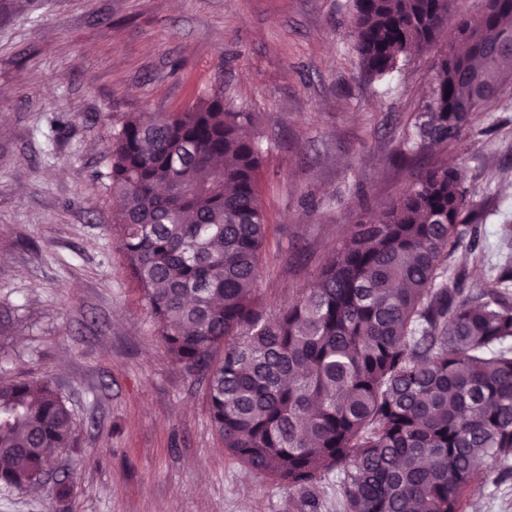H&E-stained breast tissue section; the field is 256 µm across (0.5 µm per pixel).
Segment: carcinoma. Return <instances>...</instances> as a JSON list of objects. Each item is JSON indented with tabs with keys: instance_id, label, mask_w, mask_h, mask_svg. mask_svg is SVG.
<instances>
[{
	"instance_id": "1",
	"label": "carcinoma",
	"mask_w": 512,
	"mask_h": 512,
	"mask_svg": "<svg viewBox=\"0 0 512 512\" xmlns=\"http://www.w3.org/2000/svg\"><path fill=\"white\" fill-rule=\"evenodd\" d=\"M354 0L355 47L382 79L445 51L403 155L455 142L512 84V0ZM248 112L218 88L184 112L142 113L112 134V245L143 291L165 350L205 386L224 448L320 512L339 474L344 512H464L476 478L512 457V226L481 288L450 262L482 228L458 168L430 162L384 217L356 224L302 295L259 297L268 224ZM76 424L47 377L0 383V486L40 485L75 452ZM321 512H344L336 498V474H330L319 487Z\"/></svg>"
}]
</instances>
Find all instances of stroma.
<instances>
[{
  "label": "stroma",
  "instance_id": "35a3bbf8",
  "mask_svg": "<svg viewBox=\"0 0 512 512\" xmlns=\"http://www.w3.org/2000/svg\"><path fill=\"white\" fill-rule=\"evenodd\" d=\"M352 17V0H0V382L49 376L80 426L76 457L37 489L0 488V512H289L168 358L112 246L106 146L131 114L180 112L222 84L264 149L262 299L287 302L409 186L398 150L455 33L379 80ZM436 155L462 163L482 209V250L453 256L476 286L512 225V87ZM465 512H512V473L479 477Z\"/></svg>",
  "mask_w": 512,
  "mask_h": 512
}]
</instances>
